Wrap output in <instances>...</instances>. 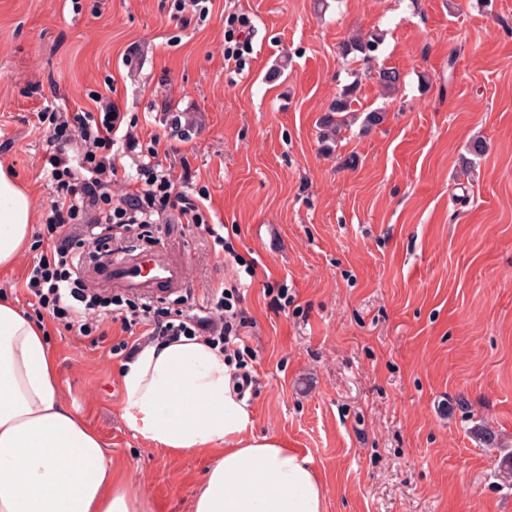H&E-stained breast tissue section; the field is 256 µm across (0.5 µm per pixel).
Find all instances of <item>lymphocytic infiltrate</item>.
Returning <instances> with one entry per match:
<instances>
[{
  "label": "lymphocytic infiltrate",
  "instance_id": "lymphocytic-infiltrate-1",
  "mask_svg": "<svg viewBox=\"0 0 512 512\" xmlns=\"http://www.w3.org/2000/svg\"><path fill=\"white\" fill-rule=\"evenodd\" d=\"M254 25L249 14L231 12L224 17V59L243 70L253 52ZM97 112L81 109L53 117L50 137L54 148L46 159L54 200L43 214L51 246L28 269L24 289L34 312H46L64 321L85 337L107 320L121 322L125 331L143 324L153 340L206 336L208 343L226 350L241 341L246 320L233 295L211 288L208 316L154 317L149 308L125 309L123 305L79 293L74 276L78 270L64 245L73 224H100L105 231L131 230L137 224H164L175 218L183 224L204 225L215 242H223L219 225L209 223L205 188L190 191L189 170L158 162L159 138L142 146L133 130L123 129L125 115L111 99L97 101ZM130 159L136 171L130 191L113 198L118 181V157Z\"/></svg>",
  "mask_w": 512,
  "mask_h": 512
}]
</instances>
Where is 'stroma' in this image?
Segmentation results:
<instances>
[{"label": "stroma", "mask_w": 512, "mask_h": 512, "mask_svg": "<svg viewBox=\"0 0 512 512\" xmlns=\"http://www.w3.org/2000/svg\"><path fill=\"white\" fill-rule=\"evenodd\" d=\"M232 11L257 30L240 73L222 53ZM356 34L379 37L371 63L343 54ZM384 67L400 73L389 96L366 75ZM351 83L361 116L324 140ZM96 93L187 158L224 242L176 219L109 242L77 224L80 269L94 251L171 255L185 286L150 305L186 315L240 279L248 326L229 359L249 380L256 432L312 458L325 512H512L499 474L512 454V0H213L203 20L171 0H0V162L34 197L30 245L0 274V298L18 306L53 198L37 114L93 109ZM175 115L189 141L168 138ZM46 327L64 405L148 512H191L215 456L169 453L127 426V357L109 353L120 323L90 337ZM477 424L496 445L473 436Z\"/></svg>", "instance_id": "1"}]
</instances>
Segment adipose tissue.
Returning a JSON list of instances; mask_svg holds the SVG:
<instances>
[{"label": "adipose tissue", "instance_id": "obj_1", "mask_svg": "<svg viewBox=\"0 0 512 512\" xmlns=\"http://www.w3.org/2000/svg\"><path fill=\"white\" fill-rule=\"evenodd\" d=\"M34 199L0 166V270L32 233ZM123 417L171 452L219 448L191 512H324L309 457L254 415L221 349L179 338L138 348L121 374ZM0 512H144L140 491L113 471L100 436L59 396L44 325L0 301Z\"/></svg>", "mask_w": 512, "mask_h": 512}]
</instances>
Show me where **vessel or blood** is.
<instances>
[{
    "label": "vessel or blood",
    "mask_w": 512,
    "mask_h": 512,
    "mask_svg": "<svg viewBox=\"0 0 512 512\" xmlns=\"http://www.w3.org/2000/svg\"><path fill=\"white\" fill-rule=\"evenodd\" d=\"M95 280L107 287L153 299L182 288L185 267L158 253L126 255L103 260L95 272Z\"/></svg>",
    "instance_id": "b4317fda"
}]
</instances>
